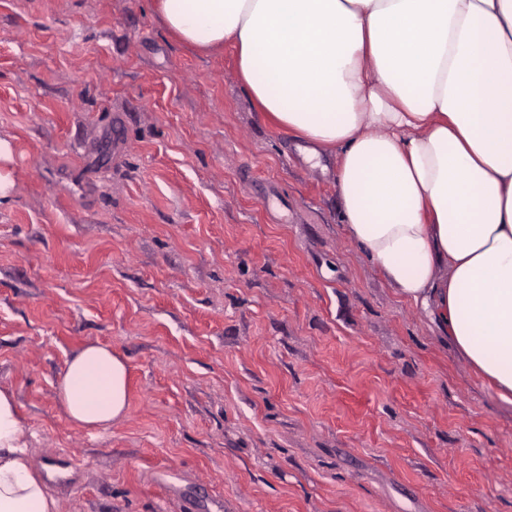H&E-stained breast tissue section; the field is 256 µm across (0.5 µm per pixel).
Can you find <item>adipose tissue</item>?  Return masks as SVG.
Instances as JSON below:
<instances>
[{"label": "adipose tissue", "instance_id": "adipose-tissue-1", "mask_svg": "<svg viewBox=\"0 0 512 512\" xmlns=\"http://www.w3.org/2000/svg\"><path fill=\"white\" fill-rule=\"evenodd\" d=\"M201 53L232 43L268 121L337 157L352 243L512 406V0H154ZM128 366L91 344L65 363L68 419L107 429ZM0 512H60L0 388Z\"/></svg>", "mask_w": 512, "mask_h": 512}]
</instances>
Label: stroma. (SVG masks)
Segmentation results:
<instances>
[{"mask_svg":"<svg viewBox=\"0 0 512 512\" xmlns=\"http://www.w3.org/2000/svg\"><path fill=\"white\" fill-rule=\"evenodd\" d=\"M0 139V387L61 512H512V407L351 243L232 46L150 0H0ZM91 343L129 368L99 432L57 400Z\"/></svg>","mask_w":512,"mask_h":512,"instance_id":"35a3bbf8","label":"stroma"}]
</instances>
